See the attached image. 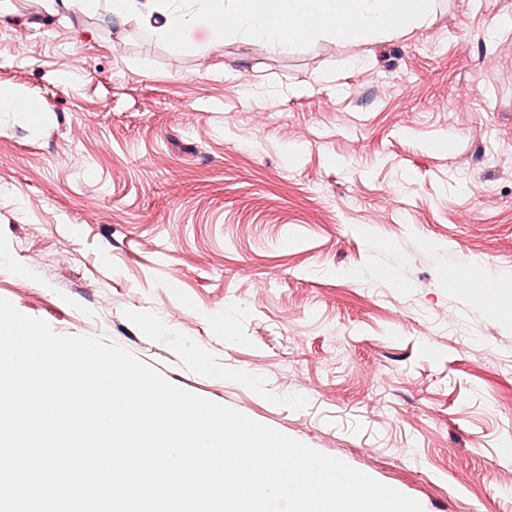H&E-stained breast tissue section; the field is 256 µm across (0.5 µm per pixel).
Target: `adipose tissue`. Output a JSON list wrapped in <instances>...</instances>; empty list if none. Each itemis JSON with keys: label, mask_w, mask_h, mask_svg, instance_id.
<instances>
[{"label": "adipose tissue", "mask_w": 512, "mask_h": 512, "mask_svg": "<svg viewBox=\"0 0 512 512\" xmlns=\"http://www.w3.org/2000/svg\"><path fill=\"white\" fill-rule=\"evenodd\" d=\"M222 33L288 50L321 34L357 49L424 26L434 0H199Z\"/></svg>", "instance_id": "obj_1"}]
</instances>
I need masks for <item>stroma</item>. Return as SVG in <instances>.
Listing matches in <instances>:
<instances>
[{
    "instance_id": "1",
    "label": "stroma",
    "mask_w": 512,
    "mask_h": 512,
    "mask_svg": "<svg viewBox=\"0 0 512 512\" xmlns=\"http://www.w3.org/2000/svg\"><path fill=\"white\" fill-rule=\"evenodd\" d=\"M0 0V297L417 499L512 512V0L359 51ZM163 20L156 30L158 36L177 50H189L193 46L182 38L183 31L191 24L192 16L178 9L168 8L159 13Z\"/></svg>"
}]
</instances>
